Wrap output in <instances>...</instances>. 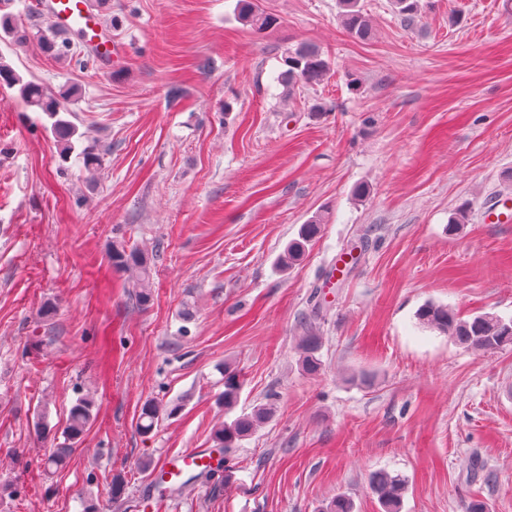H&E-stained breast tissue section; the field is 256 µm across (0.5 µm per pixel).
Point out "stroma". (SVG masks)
I'll return each mask as SVG.
<instances>
[{
    "label": "stroma",
    "instance_id": "1",
    "mask_svg": "<svg viewBox=\"0 0 512 512\" xmlns=\"http://www.w3.org/2000/svg\"><path fill=\"white\" fill-rule=\"evenodd\" d=\"M35 2L12 0L29 36L0 31V62L61 95L78 133L60 158L51 119L0 86V512H139L153 466L214 447L228 364L236 413L274 414L158 512H319L339 493L383 512L378 471L407 478L401 512L474 499L512 512V347L469 349L415 318L428 301L512 318V224L481 221L512 198L503 0H434L412 29L390 0H362L367 41L337 0H259L277 20L261 33L237 0H101L125 48L109 70L47 53ZM304 44L331 70L291 90L283 59ZM315 218L304 258L277 268ZM116 241L160 252L147 308L110 262ZM341 253L352 261L324 287ZM314 295L323 369L310 376L296 341ZM86 395L88 430L46 474ZM148 400L181 410L143 435ZM339 17L348 34L357 40H368L373 35L372 21L361 0H338ZM241 390L239 375L229 367H224V391L220 399L224 403V410L230 411L237 403Z\"/></svg>",
    "mask_w": 512,
    "mask_h": 512
}]
</instances>
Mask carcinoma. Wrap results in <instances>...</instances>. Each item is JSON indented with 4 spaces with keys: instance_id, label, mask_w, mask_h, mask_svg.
Masks as SVG:
<instances>
[{
    "instance_id": "1",
    "label": "carcinoma",
    "mask_w": 512,
    "mask_h": 512,
    "mask_svg": "<svg viewBox=\"0 0 512 512\" xmlns=\"http://www.w3.org/2000/svg\"><path fill=\"white\" fill-rule=\"evenodd\" d=\"M392 6L404 25L413 27L422 18L425 6L422 0H392ZM339 17L348 34L357 40H368L373 35L372 21L361 4V0H338ZM238 17L257 31L269 29L277 24V19L264 12L252 0H239ZM286 69L278 79L290 87L296 85L312 86L324 80L330 71V62L324 53L314 46H300L288 53L284 60ZM0 84L8 87L19 86L20 95L26 102L44 112L53 119L52 130L61 147V153L72 149V138L77 133L73 122L60 116L64 111L57 96L40 83L22 82L16 73L0 62ZM321 232V224L315 220L301 225L298 238L290 241L278 257V264L286 267L300 259L307 245ZM160 255L138 248H129L121 242L112 243L110 259L112 266L128 275L129 287L133 288V297L140 307H146L152 300V277L155 263ZM419 322L437 330L458 344L470 349L490 352L512 345V320L490 314H475L467 319L460 317L446 305L429 302L417 312ZM304 335L299 337L298 348L301 352L303 371L315 375L322 370L319 356L321 337L313 331L312 323H303ZM241 390L239 375L232 369L224 368V391L220 399L224 410H231L237 403ZM95 400L81 397L71 407L64 435L69 445L55 448L46 462L47 470L62 467L71 452L72 444L83 436L93 418ZM178 410L176 406H161L155 401H146L141 407L138 429L149 434L164 415L172 416ZM272 407L261 404L249 413H243L230 422H224L214 430L217 447L229 453L241 446V442L251 436L256 429L271 418ZM371 485L378 495L384 512H400L403 495L407 489L406 480L400 475H391L379 471L371 476ZM319 512H354L352 500L338 494Z\"/></svg>"
}]
</instances>
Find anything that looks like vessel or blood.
I'll return each mask as SVG.
<instances>
[{
  "label": "vessel or blood",
  "instance_id": "obj_1",
  "mask_svg": "<svg viewBox=\"0 0 512 512\" xmlns=\"http://www.w3.org/2000/svg\"><path fill=\"white\" fill-rule=\"evenodd\" d=\"M40 11L57 32L78 39L99 60L107 61L122 54L120 44L104 38V18L90 0H40ZM219 464V459L207 448H189L165 457L150 494L142 499L143 505H150L154 496L162 492L180 489L192 474Z\"/></svg>",
  "mask_w": 512,
  "mask_h": 512
}]
</instances>
